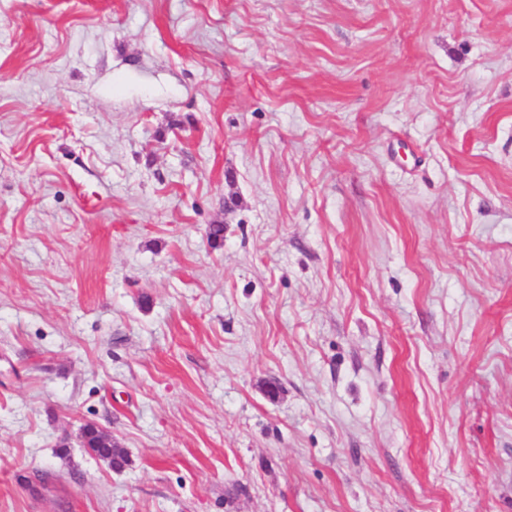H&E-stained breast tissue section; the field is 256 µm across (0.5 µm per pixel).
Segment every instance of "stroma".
<instances>
[{"mask_svg": "<svg viewBox=\"0 0 512 512\" xmlns=\"http://www.w3.org/2000/svg\"><path fill=\"white\" fill-rule=\"evenodd\" d=\"M0 512H512V0H0ZM99 427V426H98ZM101 431L106 435L98 433L92 426L88 425L84 428L83 432V446L93 455H99L101 459H108V463L113 469H124L128 464V458L124 453L123 449L114 451V448H119L114 441H111L107 436L112 435L99 427ZM112 448V449H111Z\"/></svg>", "mask_w": 512, "mask_h": 512, "instance_id": "obj_1", "label": "stroma"}]
</instances>
